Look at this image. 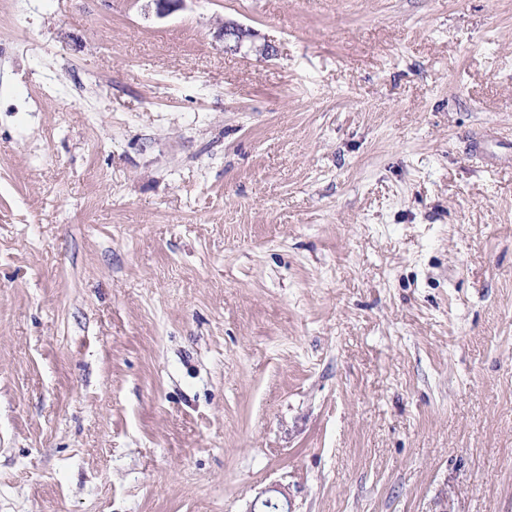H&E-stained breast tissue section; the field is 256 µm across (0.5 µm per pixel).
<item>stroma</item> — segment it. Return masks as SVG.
<instances>
[{
	"mask_svg": "<svg viewBox=\"0 0 512 512\" xmlns=\"http://www.w3.org/2000/svg\"><path fill=\"white\" fill-rule=\"evenodd\" d=\"M270 496L512 512V0H0V512Z\"/></svg>",
	"mask_w": 512,
	"mask_h": 512,
	"instance_id": "stroma-1",
	"label": "stroma"
}]
</instances>
